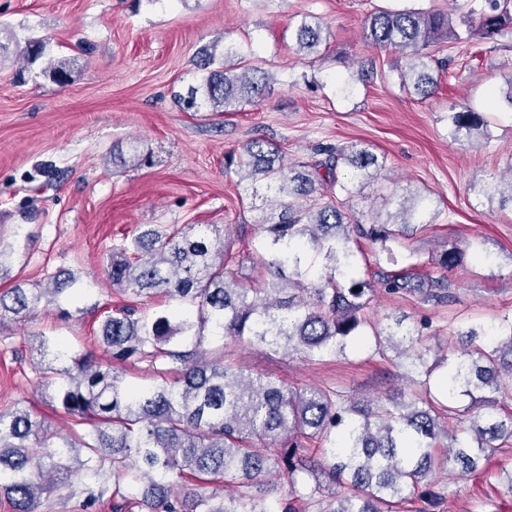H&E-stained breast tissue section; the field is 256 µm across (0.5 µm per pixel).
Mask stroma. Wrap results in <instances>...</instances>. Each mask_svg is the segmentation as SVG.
Wrapping results in <instances>:
<instances>
[{
  "mask_svg": "<svg viewBox=\"0 0 512 512\" xmlns=\"http://www.w3.org/2000/svg\"><path fill=\"white\" fill-rule=\"evenodd\" d=\"M451 0H0V23L15 40L0 49V242L15 249L0 291L16 282L42 283L59 272L79 276L81 296L61 318L41 301L21 322L0 326V411L19 404L52 428L73 424L48 406L31 373L37 336L94 349L102 321L128 303L115 290L104 260L112 243L143 224L226 228L249 287L268 277L256 265L262 236L250 192L224 160L251 139L277 144L288 160L318 159L320 146L359 145L385 156L384 177L367 185L352 213L368 221L372 206L402 189L427 198L432 221L388 249L360 243L359 276L426 274L443 250L466 256L448 274L449 302L418 292L379 294L369 315L378 322L428 321L415 345L427 359L448 351L449 329L493 327L512 313V207L480 193L485 175L512 161V30L497 42L444 43L451 72L427 99L404 90L400 59L373 49L361 30L379 8L413 5L449 10ZM307 15L327 25L319 53L300 54L294 29ZM45 39V58L21 68L17 41ZM235 42L246 62L274 81L262 98L234 112L181 108L200 73L204 47ZM69 63V79L50 77L48 60ZM373 64L374 80L359 79ZM488 113L489 138L453 139L448 115L464 108ZM138 142L142 163L129 159ZM480 254L468 253V243ZM224 361L285 384L327 387L340 399L373 403L406 390L403 367L351 344L320 361L207 337ZM512 449L490 455L465 479L438 474L445 512H512L504 481Z\"/></svg>",
  "mask_w": 512,
  "mask_h": 512,
  "instance_id": "1",
  "label": "stroma"
}]
</instances>
